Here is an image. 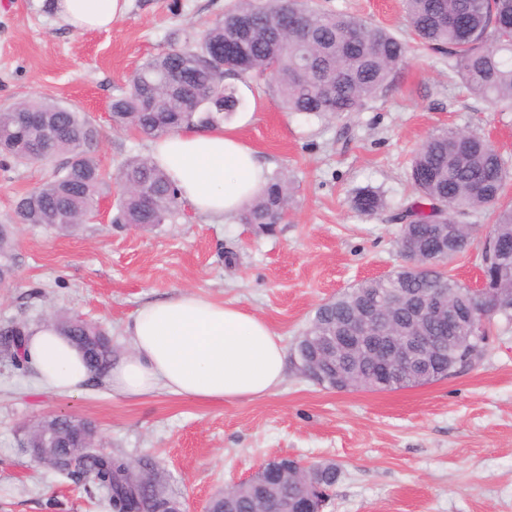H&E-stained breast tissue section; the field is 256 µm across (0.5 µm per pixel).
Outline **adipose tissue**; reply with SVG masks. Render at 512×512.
Instances as JSON below:
<instances>
[{"instance_id": "obj_1", "label": "adipose tissue", "mask_w": 512, "mask_h": 512, "mask_svg": "<svg viewBox=\"0 0 512 512\" xmlns=\"http://www.w3.org/2000/svg\"><path fill=\"white\" fill-rule=\"evenodd\" d=\"M128 0H54L73 30L111 29ZM153 161L195 212L231 220L267 183V170L236 128L189 126L153 141ZM25 359L42 387L77 393L91 375L80 352L46 322L26 331ZM129 355L103 376L114 395L140 399L167 391L232 403L269 394L283 380L286 348L251 310L182 290L145 304L125 326Z\"/></svg>"}]
</instances>
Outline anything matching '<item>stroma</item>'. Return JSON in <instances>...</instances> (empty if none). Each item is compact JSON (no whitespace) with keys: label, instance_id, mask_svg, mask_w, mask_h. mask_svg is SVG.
Listing matches in <instances>:
<instances>
[{"label":"stroma","instance_id":"stroma-1","mask_svg":"<svg viewBox=\"0 0 512 512\" xmlns=\"http://www.w3.org/2000/svg\"><path fill=\"white\" fill-rule=\"evenodd\" d=\"M236 0H129L107 31L79 32L50 0H0V107L47 96L87 112L101 129L97 157L115 172L150 141L112 127L110 103L147 58L205 30ZM410 37L402 0H318ZM268 174L286 173L297 200L273 234L183 207L174 223L144 232L113 224L118 187L98 215L72 233L18 223L17 200L55 161L0 169V223L15 232V274L0 287V328L32 326L53 313L101 323L116 355L124 326L145 303L191 289L238 303L292 347L318 305L356 283L401 267L392 216L412 197L413 151L432 133L492 134L512 155V112L472 96L445 56L410 45L387 91L336 118L283 111L263 85L230 118ZM385 207L353 209L361 190ZM237 254L224 262L225 248ZM72 413L97 428L98 451L150 459L188 512H204L224 486L274 456L333 463L340 477L323 512H512V325L492 326L482 358L448 378L396 391H336L304 376L288 357L269 395L201 403L159 393L142 400L90 384L67 395L42 388L0 357V512H106L101 495L20 446L24 425Z\"/></svg>","mask_w":512,"mask_h":512}]
</instances>
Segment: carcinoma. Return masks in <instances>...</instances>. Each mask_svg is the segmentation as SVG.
Here are the masks:
<instances>
[{
    "label": "carcinoma",
    "mask_w": 512,
    "mask_h": 512,
    "mask_svg": "<svg viewBox=\"0 0 512 512\" xmlns=\"http://www.w3.org/2000/svg\"><path fill=\"white\" fill-rule=\"evenodd\" d=\"M404 10L413 35L428 49L448 57L472 95L512 111V30L503 27L505 19H512V0H404ZM286 11L301 20L300 31L278 29ZM461 16L467 18L471 30L467 39L454 24ZM217 45L232 46L235 52L216 59L210 50ZM406 59V42L356 15L320 10L312 0H237L199 37L146 60L112 100V124L150 140L195 123L220 125L242 106L237 88L224 84L228 75L246 85L266 84L289 112L341 116L365 109L392 83ZM21 112L41 114L64 134L49 142L42 140L19 123ZM97 138L99 131L88 113L53 98L39 96L0 108L1 164L63 157L40 187L17 202L20 223L44 224L66 232L95 217L99 198L111 180L95 156L91 140ZM116 177L127 189L119 198L115 223L148 230L181 215L183 201L150 156L127 158ZM511 177L512 163L485 137L456 129L433 134L411 158L415 197L397 214L403 220L402 236L412 238L421 251H433L439 225H448L456 240L448 252L450 262L476 241L472 225L458 222L457 217L486 210L500 248L496 254H481V270L489 283L509 288V282L499 280L498 275L502 263L512 268V205L500 203ZM293 205L288 176L277 174L243 211L239 222L257 224L271 234ZM353 207L373 215L383 209V197L377 191H362L353 198ZM14 248L13 226L0 224V285L13 278ZM438 281L444 282L448 302L464 304L469 286L444 270L434 265L403 266L385 277L362 281L320 305L302 335L327 332L368 298L383 300L394 288H428ZM58 321L74 342L92 340L84 361L90 372L104 374L113 361L105 328L66 314ZM0 336L11 337L12 348L3 350L4 357L25 367V326L8 325ZM439 347L442 352L433 365L444 379L464 366L463 351L448 346L446 340ZM53 426L62 445L60 452L74 461V468L64 474L82 481L89 495L104 493L109 512H155L159 508L153 493L164 488L165 477L152 461L133 465L123 455L79 451L65 422ZM310 473L316 475L323 492L340 476L332 463L302 465L270 475L271 487L281 499L293 497L299 480ZM256 507L257 492L247 484L238 486L230 503L222 496L209 503L210 512H255Z\"/></svg>",
    "instance_id": "obj_1"
}]
</instances>
